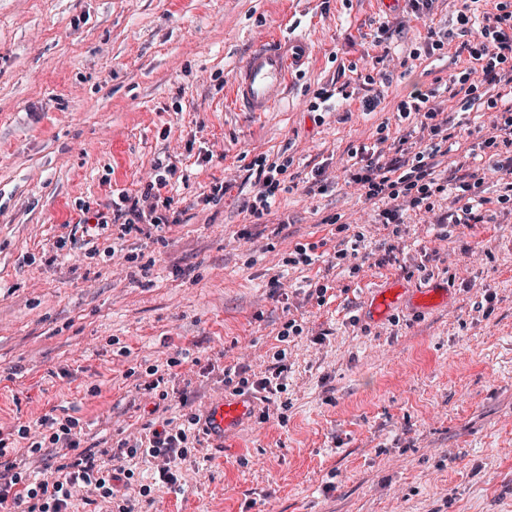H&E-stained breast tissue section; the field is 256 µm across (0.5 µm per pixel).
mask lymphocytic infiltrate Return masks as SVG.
<instances>
[{
    "label": "lymphocytic infiltrate",
    "instance_id": "f902f5d3",
    "mask_svg": "<svg viewBox=\"0 0 512 512\" xmlns=\"http://www.w3.org/2000/svg\"><path fill=\"white\" fill-rule=\"evenodd\" d=\"M476 2L459 0L457 30L440 33L427 29L423 50L432 55L454 42L459 51L467 53L469 67L449 74L445 85L461 94L462 111L477 106L488 114L491 131L479 137L476 147L496 157L497 170L507 175L505 191L495 203L512 210V98L487 91L488 86L512 76V0H495L493 10L483 12L477 10ZM430 99V93L417 91L399 102V118H415L418 136L412 142L400 137L398 158L384 163L380 151L361 146L351 150L352 163L343 170L344 180L365 200H391V207L380 210L375 221L391 226L396 236L401 233L405 210L433 215L438 197L447 192L459 203L452 216L453 227H468L485 219L488 200L483 194V177L445 178L436 170L434 159L442 149V123L440 110ZM291 164L284 155L273 161L260 156L250 164L255 194L245 209L255 220L270 215L276 197L286 191ZM152 169L154 175L142 189L131 195L120 194L109 211L92 210L83 202L81 212L91 216L95 229L112 227L122 237L146 225L157 229L178 223V213L171 210V197L162 194L177 167L170 159L158 158ZM272 359L270 374L262 379H252L240 369L225 371V389L235 394L249 390L285 393L287 349L275 351ZM201 431L199 415L181 413L165 419L161 427L145 425L143 436L125 438L116 447L98 450L86 448L83 427L79 419L70 416L49 413L35 423L0 431V510L13 501L26 504V512H71L75 501L89 505L100 499L112 503L115 512H137V500L150 496L151 487L140 483L133 469L123 467V460H159L160 480L169 487H179L180 470L193 457ZM48 456L58 461L52 480L32 467L33 460Z\"/></svg>",
    "mask_w": 512,
    "mask_h": 512
}]
</instances>
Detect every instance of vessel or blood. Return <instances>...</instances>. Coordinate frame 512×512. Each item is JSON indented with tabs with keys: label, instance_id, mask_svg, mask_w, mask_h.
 Wrapping results in <instances>:
<instances>
[{
	"label": "vessel or blood",
	"instance_id": "b4317fda",
	"mask_svg": "<svg viewBox=\"0 0 512 512\" xmlns=\"http://www.w3.org/2000/svg\"><path fill=\"white\" fill-rule=\"evenodd\" d=\"M293 59L282 36L256 43L239 64L231 87V100L242 112H269L281 101L292 77ZM255 412L247 396L226 399L213 405L202 418L208 435L217 441Z\"/></svg>",
	"mask_w": 512,
	"mask_h": 512
}]
</instances>
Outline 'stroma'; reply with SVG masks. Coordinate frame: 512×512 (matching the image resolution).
Returning a JSON list of instances; mask_svg holds the SVG:
<instances>
[{
  "instance_id": "1",
  "label": "stroma",
  "mask_w": 512,
  "mask_h": 512,
  "mask_svg": "<svg viewBox=\"0 0 512 512\" xmlns=\"http://www.w3.org/2000/svg\"><path fill=\"white\" fill-rule=\"evenodd\" d=\"M456 8L433 0L422 21L408 0H0V426L68 413L115 444L164 419L127 370L180 348L200 363L169 391L197 392L205 412L226 368L266 376L294 318L306 331L288 341L287 411L270 399L267 421L220 446L203 438L182 493L138 463L153 487L142 512H512V211L442 240L410 210L396 238L355 187L312 180L349 166L384 122L393 156L392 139L415 126L395 124L396 103L467 65L452 50L410 57L427 27L455 28ZM273 35L291 39L297 72L273 111H237L236 69ZM378 57L393 81L366 113L355 69ZM323 86L334 108L309 111ZM284 151L296 186L267 223H249L247 168ZM162 154L190 176L174 194L180 221L121 243L154 260L149 273L80 245L52 261L79 202L106 210ZM222 181L223 200L204 204ZM336 214L368 226L355 278L331 264ZM319 240L312 268L284 266L295 244ZM392 281L448 284V302L420 312L406 299L373 319L372 291ZM315 283L331 287L327 304L310 298Z\"/></svg>"
}]
</instances>
